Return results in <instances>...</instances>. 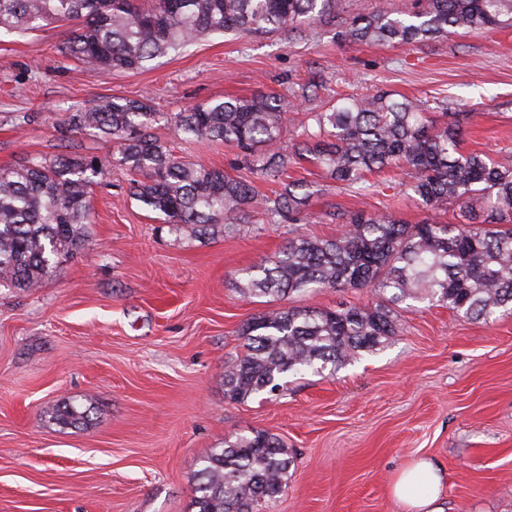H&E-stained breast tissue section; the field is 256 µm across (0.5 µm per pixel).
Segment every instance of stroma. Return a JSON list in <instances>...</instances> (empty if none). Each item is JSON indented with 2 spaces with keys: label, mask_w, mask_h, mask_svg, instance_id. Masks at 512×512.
I'll return each instance as SVG.
<instances>
[{
  "label": "stroma",
  "mask_w": 512,
  "mask_h": 512,
  "mask_svg": "<svg viewBox=\"0 0 512 512\" xmlns=\"http://www.w3.org/2000/svg\"><path fill=\"white\" fill-rule=\"evenodd\" d=\"M400 0H338L301 31L210 36L147 68L109 72L64 59V28L0 32V168L31 158L116 155L90 131L62 134L66 113L100 98L149 96L153 135L180 159L221 169L273 195L277 183L240 164L234 146L194 142L180 112L258 91L288 99L296 137L330 99L383 90L467 112L462 147L512 156V28L450 33L412 45L344 38L354 18ZM112 164L93 185L84 247L29 291L0 288V512H194V475L225 440L278 435L293 458L266 512H406L391 495L425 455L445 473L438 512H512V312L475 322L444 306L403 309L395 336L333 373L291 375L283 390L231 404L224 364L265 303L237 286L292 233L331 239L347 213L408 224L453 222L458 207L423 206L399 173L336 184L300 161L288 178L311 193L299 224L252 213L236 234L171 232ZM367 290L327 289L292 306L370 304ZM92 402L63 427L52 408Z\"/></svg>",
  "instance_id": "1"
}]
</instances>
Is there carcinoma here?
<instances>
[{
    "mask_svg": "<svg viewBox=\"0 0 512 512\" xmlns=\"http://www.w3.org/2000/svg\"><path fill=\"white\" fill-rule=\"evenodd\" d=\"M337 0H0V30L19 34L70 25L59 52L114 72L139 70L155 58L212 35L300 30L333 14ZM512 27V0H413L353 22L345 38L381 44L421 43L448 30ZM150 99L103 97L70 112L69 131L91 129L119 144L118 162L145 175L133 196L178 233L237 232L243 216L263 211L276 224H296L310 194L288 184L275 197L224 171L174 156L149 132ZM468 112H430L421 100L386 92L336 100L312 113L301 136H288V101L264 93L217 100L174 116L193 141L237 147L243 163L280 178L303 156L346 187L397 168L421 201L459 206L456 224H402L390 215L357 212L332 239L301 234L246 272L243 292L276 299L328 288H365V306L336 310H268L242 330L243 353L225 364L224 397L242 404L273 393L290 374L336 369L373 352L396 334L398 308L432 302L469 320L512 310V160L462 151ZM109 160L101 156L32 158L0 169V286H39L84 246L89 194ZM88 418L66 404L52 412L63 426ZM292 460L279 437L254 431L224 443L194 475L197 512H263L283 494Z\"/></svg>",
    "mask_w": 512,
    "mask_h": 512,
    "instance_id": "carcinoma-1",
    "label": "carcinoma"
}]
</instances>
